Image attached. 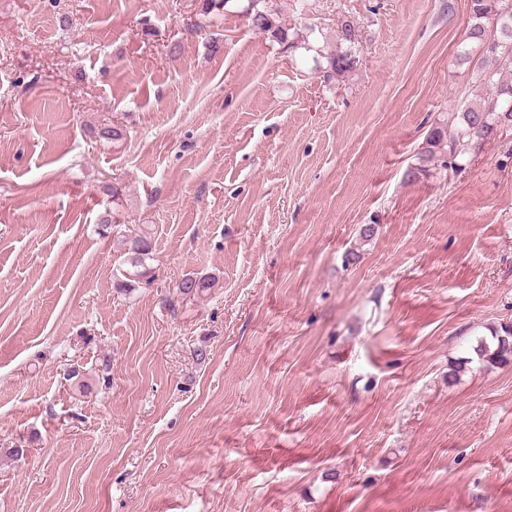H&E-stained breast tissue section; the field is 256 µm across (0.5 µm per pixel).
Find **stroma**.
I'll return each instance as SVG.
<instances>
[{"label":"stroma","instance_id":"1","mask_svg":"<svg viewBox=\"0 0 512 512\" xmlns=\"http://www.w3.org/2000/svg\"><path fill=\"white\" fill-rule=\"evenodd\" d=\"M266 3L355 69L247 0H0V512H512V130L407 176L469 0ZM249 6L245 10L249 24L254 31L270 34L276 41L287 42V33L280 25L278 15L272 13L265 5V0H248ZM321 58L326 59L327 65L324 68H321L319 65L317 68H319L321 73H323L325 81L328 82L345 77L347 72L354 69V64L356 62L355 58L349 51H341L339 53L334 52L327 54V56L321 55ZM99 226L102 233H111L112 231V236L117 237L121 250L124 252L125 261L133 269V271H125L128 276L123 274L126 280L140 284H152L155 276H153V267L147 261L154 260L153 245L148 232L145 231V233L135 236L125 235L119 228L121 224L117 222L114 211L112 216L110 214L102 216ZM493 338L497 341L496 348L491 352L486 349L483 352L492 362L507 361L512 357V325H501L500 330L494 332Z\"/></svg>","mask_w":512,"mask_h":512}]
</instances>
